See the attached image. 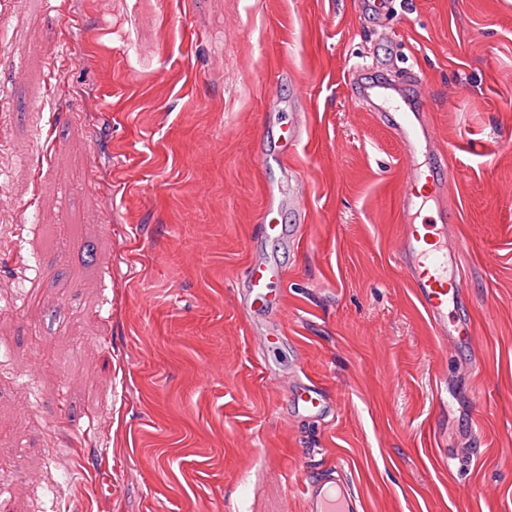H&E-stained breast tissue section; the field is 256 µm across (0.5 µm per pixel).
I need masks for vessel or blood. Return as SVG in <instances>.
<instances>
[{"instance_id":"1","label":"vessel or blood","mask_w":512,"mask_h":512,"mask_svg":"<svg viewBox=\"0 0 512 512\" xmlns=\"http://www.w3.org/2000/svg\"><path fill=\"white\" fill-rule=\"evenodd\" d=\"M413 73L392 75L382 68L373 75L351 79L352 96L376 112L393 134L409 167V177L398 200L399 243L397 259L418 307L436 336L456 351L471 349L477 327L470 314L465 272L450 266L451 251L458 247L448 233V154L434 142L430 109L425 97L407 101L405 86ZM307 127L289 124L283 130L279 149L262 153L261 168L285 166L288 153L297 146ZM285 189L279 183L261 182L262 214L260 236L279 234L289 243L301 241L300 225L287 228L267 223L280 210ZM283 272L274 260L256 256L249 260L238 293L248 315L250 338L258 355H266L278 344L270 335L266 320L280 313L284 303ZM286 408L304 416L326 417L334 404L322 383L312 377L292 378L284 398ZM306 512H364L361 500L351 490L342 467L306 473L302 480Z\"/></svg>"}]
</instances>
